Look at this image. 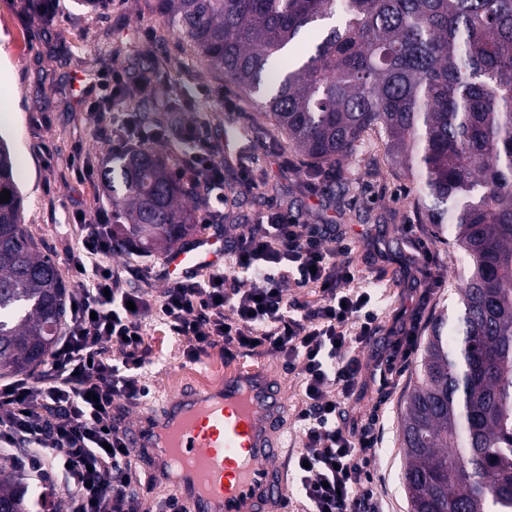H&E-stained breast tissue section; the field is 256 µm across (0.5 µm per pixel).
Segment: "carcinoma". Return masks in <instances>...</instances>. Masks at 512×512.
<instances>
[{"mask_svg": "<svg viewBox=\"0 0 512 512\" xmlns=\"http://www.w3.org/2000/svg\"><path fill=\"white\" fill-rule=\"evenodd\" d=\"M167 32L230 80L300 156L340 166L368 131L419 183L418 210L454 249L462 287L431 320L401 419L410 512H512V0H156ZM134 122L173 112L174 83L142 69ZM179 159L128 139L103 161L112 242L169 249L207 204ZM0 374L52 355L69 289L23 220L0 139ZM0 468V512H28Z\"/></svg>", "mask_w": 512, "mask_h": 512, "instance_id": "cac0c4a2", "label": "carcinoma"}]
</instances>
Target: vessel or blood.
Wrapping results in <instances>:
<instances>
[{
    "label": "vessel or blood",
    "mask_w": 512,
    "mask_h": 512,
    "mask_svg": "<svg viewBox=\"0 0 512 512\" xmlns=\"http://www.w3.org/2000/svg\"><path fill=\"white\" fill-rule=\"evenodd\" d=\"M224 261L220 237L206 234L162 258L171 279ZM285 405L276 380L250 367L223 383L186 388L122 434L134 461L164 479L191 512H280L286 498Z\"/></svg>",
    "instance_id": "1"
}]
</instances>
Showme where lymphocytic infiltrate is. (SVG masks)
<instances>
[{
    "label": "lymphocytic infiltrate",
    "mask_w": 512,
    "mask_h": 512,
    "mask_svg": "<svg viewBox=\"0 0 512 512\" xmlns=\"http://www.w3.org/2000/svg\"><path fill=\"white\" fill-rule=\"evenodd\" d=\"M179 140L188 147L179 178L219 189L224 161L200 128L184 126ZM109 221L107 211L95 213L70 258L78 290L47 386L36 393L25 377L0 383V441L31 445L37 477L71 488L67 512H131L140 475L112 424V407L147 392L142 318L152 313L186 341L188 360H198L219 336L225 345L257 346L298 369L303 402L296 418L304 444L292 467L303 512H376L367 468L378 436L354 438L341 420L361 376L358 350L378 330L372 297L355 287L353 265L338 261L317 229L272 203L239 235L222 268L200 281L173 282L156 300L120 288L104 264L114 250ZM291 283L318 288V303L289 300Z\"/></svg>",
    "instance_id": "1"
}]
</instances>
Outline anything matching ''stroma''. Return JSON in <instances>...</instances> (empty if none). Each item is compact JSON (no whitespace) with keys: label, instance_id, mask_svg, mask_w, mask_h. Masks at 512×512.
I'll use <instances>...</instances> for the list:
<instances>
[{"label":"stroma","instance_id":"1","mask_svg":"<svg viewBox=\"0 0 512 512\" xmlns=\"http://www.w3.org/2000/svg\"><path fill=\"white\" fill-rule=\"evenodd\" d=\"M27 2L0 0V136L12 148L25 223L68 288L77 286L70 257L88 231L75 222V214L112 207L101 180H78L72 167L75 149H82L96 167L110 154L99 130L112 125L113 115L87 107L101 75L111 68L134 72L153 65L171 75L178 91L207 87L206 103L181 118L199 125L215 144L224 157V182L234 190L224 196L223 222L196 232L216 233L225 250H232L239 234L276 201L299 223L316 227L330 245H347L346 257L358 270L361 287L371 290L379 314L380 331L360 357L369 368L380 369L383 378L363 380L346 402L343 419L349 425L362 423L370 410H377L379 444L371 466L375 502L381 512H408L399 422L416 366L403 363L397 336L412 326L418 338H425L431 319L453 305L461 285L451 248L436 240L432 225L420 221L415 181L387 162L384 142L374 131L361 137L342 168H314L289 149L232 83L205 73L186 46L165 32L155 0H112L104 11L85 8L80 0H61L49 22L31 14ZM244 165L249 168L245 178L240 175ZM422 242L430 257L422 256ZM107 262L129 291L158 296L169 285L161 254L117 251ZM420 303L425 312L418 320L412 310ZM143 325L152 359L144 374L149 391L139 400L117 403L112 410L117 428L126 429L158 401L173 396L176 375L250 365L277 380L290 415L288 454L302 451L295 421L303 400L300 377L282 359L260 350H228L219 338L203 362L193 363L183 355L184 341L153 316H145Z\"/></svg>","mask_w":512,"mask_h":512}]
</instances>
